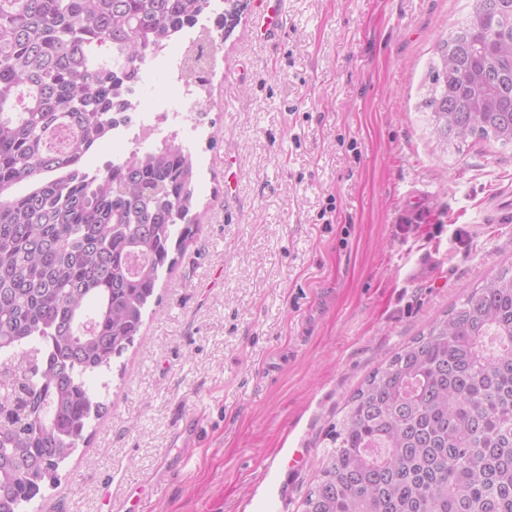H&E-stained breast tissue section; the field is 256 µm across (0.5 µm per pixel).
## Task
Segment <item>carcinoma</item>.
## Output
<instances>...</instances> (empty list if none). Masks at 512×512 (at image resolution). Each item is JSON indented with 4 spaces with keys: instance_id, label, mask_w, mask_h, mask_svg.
Wrapping results in <instances>:
<instances>
[{
    "instance_id": "carcinoma-1",
    "label": "carcinoma",
    "mask_w": 512,
    "mask_h": 512,
    "mask_svg": "<svg viewBox=\"0 0 512 512\" xmlns=\"http://www.w3.org/2000/svg\"><path fill=\"white\" fill-rule=\"evenodd\" d=\"M212 0H0V512L86 440L89 380L133 344L198 227L164 138L91 173L123 93ZM421 108L450 142L512 145V0H470ZM302 512H512V268L469 289L347 400Z\"/></svg>"
}]
</instances>
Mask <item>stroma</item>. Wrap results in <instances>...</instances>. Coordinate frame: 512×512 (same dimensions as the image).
<instances>
[{"label": "stroma", "instance_id": "1", "mask_svg": "<svg viewBox=\"0 0 512 512\" xmlns=\"http://www.w3.org/2000/svg\"><path fill=\"white\" fill-rule=\"evenodd\" d=\"M239 2L190 149L198 230L39 512L135 492L143 512H300L364 379L512 266L489 202L512 149L443 148L419 109L468 0H288L274 45Z\"/></svg>", "mask_w": 512, "mask_h": 512}]
</instances>
